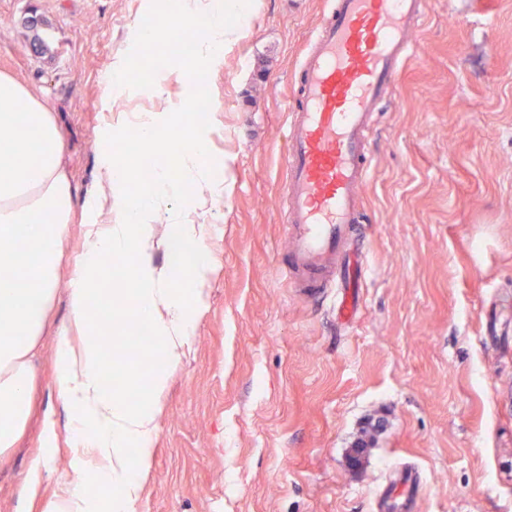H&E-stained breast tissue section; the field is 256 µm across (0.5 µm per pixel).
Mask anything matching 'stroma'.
Listing matches in <instances>:
<instances>
[{
  "instance_id": "1",
  "label": "stroma",
  "mask_w": 512,
  "mask_h": 512,
  "mask_svg": "<svg viewBox=\"0 0 512 512\" xmlns=\"http://www.w3.org/2000/svg\"><path fill=\"white\" fill-rule=\"evenodd\" d=\"M160 0H0V72L41 94L66 144L73 204L103 179L98 134L126 142L133 111L167 112L209 140L224 192L207 221L214 271L189 343L157 399L152 469L130 512H382L400 467L413 512H512V0H427L416 52L380 113L364 189L369 277L352 324L331 297L295 296L282 209V102L324 0H245L240 38L219 63L170 54L158 72L210 77L200 119L168 110L142 82L143 16ZM43 20L26 27L30 16ZM41 38L46 51L31 48ZM128 76L111 101L102 83ZM69 265L39 338L31 413L0 458V512H41L74 490L68 413L54 379L56 329L70 316ZM97 322L129 401L149 371L122 311ZM54 455L28 471L47 427Z\"/></svg>"
}]
</instances>
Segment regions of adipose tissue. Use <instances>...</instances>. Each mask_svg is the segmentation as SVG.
I'll list each match as a JSON object with an SVG mask.
<instances>
[{
  "instance_id": "ef3b65f1",
  "label": "adipose tissue",
  "mask_w": 512,
  "mask_h": 512,
  "mask_svg": "<svg viewBox=\"0 0 512 512\" xmlns=\"http://www.w3.org/2000/svg\"><path fill=\"white\" fill-rule=\"evenodd\" d=\"M206 15L212 25L196 55L212 61L242 29L225 24L214 0H180L183 23H198ZM138 128L144 141L157 140L165 132L178 140L182 181L171 183L160 172L143 192L124 196L129 159L117 158L108 149L101 153L105 180L83 202L87 231L69 282L71 323L57 335L54 361L57 389L69 412L76 449L73 469L81 490L48 500L43 512H95L97 491L103 486L112 489L114 512H128L152 464L155 410L150 399L134 407L124 395L102 387L103 376L114 366L99 345L85 340L88 311H111L118 300L150 321L155 333L152 352L161 362L152 389L159 392L189 339L192 307L200 303L211 272V257L203 247L206 227L194 218L195 209L205 208L223 191L207 138L170 130L155 112L141 114ZM184 198L191 199V207H178ZM107 206L116 208L120 223H99ZM73 218L67 151L54 112L29 87L0 73V457L14 448L27 419L37 340L57 289ZM158 224L178 228L189 248L181 262L155 264ZM110 257L125 262V285L112 300L100 273ZM131 447L138 449L137 457L128 456Z\"/></svg>"
}]
</instances>
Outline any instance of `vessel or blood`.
<instances>
[{
    "label": "vessel or blood",
    "instance_id": "obj_1",
    "mask_svg": "<svg viewBox=\"0 0 512 512\" xmlns=\"http://www.w3.org/2000/svg\"><path fill=\"white\" fill-rule=\"evenodd\" d=\"M424 16V0H326L285 99L288 252L280 272L297 294L333 292L348 323L367 276L354 239L375 167L371 135Z\"/></svg>",
    "mask_w": 512,
    "mask_h": 512
}]
</instances>
